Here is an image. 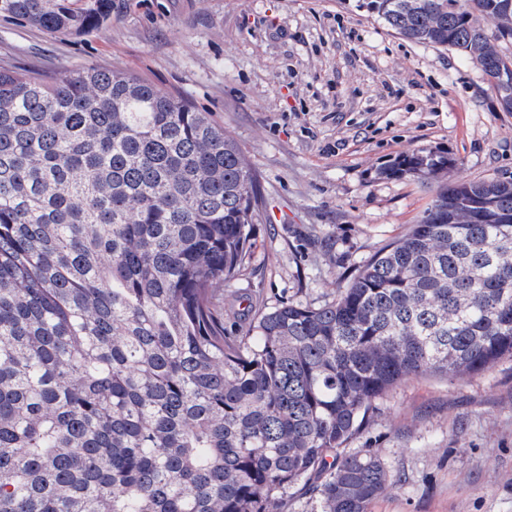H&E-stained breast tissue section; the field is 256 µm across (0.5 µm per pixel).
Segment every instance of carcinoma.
I'll list each match as a JSON object with an SVG mask.
<instances>
[{
    "label": "carcinoma",
    "mask_w": 512,
    "mask_h": 512,
    "mask_svg": "<svg viewBox=\"0 0 512 512\" xmlns=\"http://www.w3.org/2000/svg\"><path fill=\"white\" fill-rule=\"evenodd\" d=\"M453 50L512 112V0H368ZM112 0H0L82 35ZM412 154L393 177L437 176ZM257 176L208 112L132 75L0 67V512H368L389 478L337 455L374 400L512 360V180L438 186L333 302L283 301L229 336Z\"/></svg>",
    "instance_id": "carcinoma-1"
}]
</instances>
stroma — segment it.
Listing matches in <instances>:
<instances>
[{"instance_id": "35a3bbf8", "label": "stroma", "mask_w": 512, "mask_h": 512, "mask_svg": "<svg viewBox=\"0 0 512 512\" xmlns=\"http://www.w3.org/2000/svg\"><path fill=\"white\" fill-rule=\"evenodd\" d=\"M56 78L97 66L211 113L259 177L251 259L218 289L229 331L248 303L334 301L402 237L435 179L384 169L447 156L449 181L512 179V112L458 53L402 39L361 0H112L89 33L0 19V67ZM376 451L370 512H512V361L417 375L377 398L342 452Z\"/></svg>"}]
</instances>
